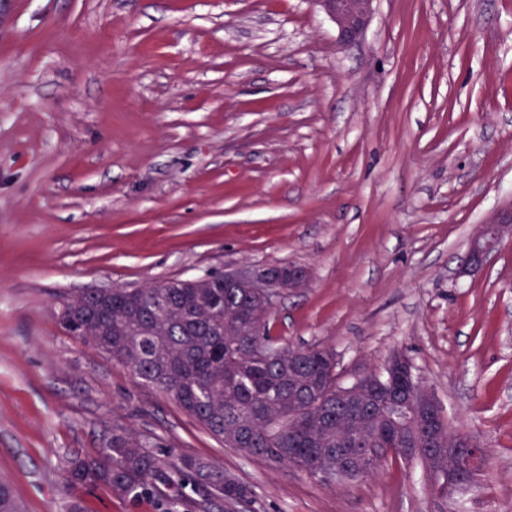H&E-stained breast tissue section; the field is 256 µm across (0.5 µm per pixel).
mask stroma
<instances>
[{"label":"stroma","mask_w":512,"mask_h":512,"mask_svg":"<svg viewBox=\"0 0 512 512\" xmlns=\"http://www.w3.org/2000/svg\"><path fill=\"white\" fill-rule=\"evenodd\" d=\"M510 202L512 0H375L351 45L313 0H0V478L67 512L66 460L124 429L249 486L233 512H512V240L460 273ZM281 263L310 279L274 335L345 382L405 353L489 449L480 488L244 455L58 321L84 291Z\"/></svg>","instance_id":"obj_1"}]
</instances>
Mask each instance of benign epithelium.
Wrapping results in <instances>:
<instances>
[{
	"mask_svg": "<svg viewBox=\"0 0 512 512\" xmlns=\"http://www.w3.org/2000/svg\"><path fill=\"white\" fill-rule=\"evenodd\" d=\"M336 26L338 38L345 44L357 42L363 35L373 13L374 0H317ZM512 237V206L485 222L481 231L468 243L461 273H479L496 254L505 236ZM309 280V272L302 267L288 266L279 270L272 267H242L224 272V287L249 288L252 294L269 311L276 308L287 290L303 288ZM465 453L455 448H436L430 456L431 470L435 474L448 472V495L464 489L459 479L461 456L468 457L473 466L484 461L483 448L470 435L461 436Z\"/></svg>",
	"mask_w": 512,
	"mask_h": 512,
	"instance_id": "7a95c632",
	"label": "benign epithelium"
}]
</instances>
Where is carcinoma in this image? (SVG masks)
I'll list each match as a JSON object with an SVG mask.
<instances>
[{
  "mask_svg": "<svg viewBox=\"0 0 512 512\" xmlns=\"http://www.w3.org/2000/svg\"><path fill=\"white\" fill-rule=\"evenodd\" d=\"M59 320L81 343L106 353L134 378L170 395L230 448L275 465L315 474L351 435L381 453L339 478L353 482L391 457L429 470L425 449L456 438L435 408L412 416L385 415L374 400L405 384L404 370L340 382L336 353L282 345L268 312L248 288H226L220 275L142 288H102L61 302ZM193 479L208 497L245 500L250 491L196 457H162L125 431L97 451L67 462L70 490L104 486L120 498L155 495L173 512L183 483ZM0 512H19L10 482L0 479Z\"/></svg>",
  "mask_w": 512,
  "mask_h": 512,
  "instance_id": "obj_1",
  "label": "carcinoma"
}]
</instances>
